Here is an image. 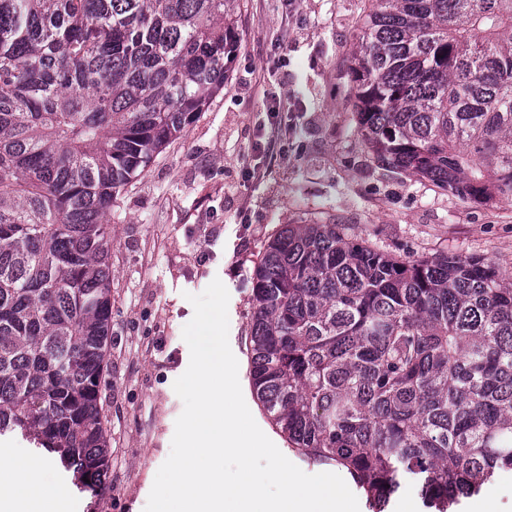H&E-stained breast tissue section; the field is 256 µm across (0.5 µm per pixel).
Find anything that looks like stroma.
I'll return each instance as SVG.
<instances>
[{
  "label": "stroma",
  "instance_id": "obj_1",
  "mask_svg": "<svg viewBox=\"0 0 512 512\" xmlns=\"http://www.w3.org/2000/svg\"><path fill=\"white\" fill-rule=\"evenodd\" d=\"M366 0H236L224 91L124 194L112 227V347L101 382L105 492L43 476L69 512H143L168 458L188 367L187 294L226 286L229 343L248 364L251 273L285 224L345 225L401 257L451 252L512 272V199L477 203L374 161L355 135L347 66ZM260 81L269 95L240 85Z\"/></svg>",
  "mask_w": 512,
  "mask_h": 512
}]
</instances>
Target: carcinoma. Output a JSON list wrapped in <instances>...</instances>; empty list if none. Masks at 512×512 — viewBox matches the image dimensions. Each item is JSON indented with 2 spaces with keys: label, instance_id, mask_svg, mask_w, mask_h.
<instances>
[{
  "label": "carcinoma",
  "instance_id": "carcinoma-1",
  "mask_svg": "<svg viewBox=\"0 0 512 512\" xmlns=\"http://www.w3.org/2000/svg\"><path fill=\"white\" fill-rule=\"evenodd\" d=\"M234 0H0V436L97 495L112 209L224 89ZM356 135L461 199L512 198V0H370ZM253 391L292 447L385 512L512 472V275L285 224L251 275ZM387 512H434L429 508L413 487L403 489L399 494L393 496L386 508Z\"/></svg>",
  "mask_w": 512,
  "mask_h": 512
}]
</instances>
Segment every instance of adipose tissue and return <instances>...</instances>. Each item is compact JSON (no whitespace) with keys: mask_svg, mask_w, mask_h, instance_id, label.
I'll use <instances>...</instances> for the list:
<instances>
[{"mask_svg":"<svg viewBox=\"0 0 512 512\" xmlns=\"http://www.w3.org/2000/svg\"><path fill=\"white\" fill-rule=\"evenodd\" d=\"M45 460L0 459V512H66L63 491H48L42 482Z\"/></svg>","mask_w":512,"mask_h":512,"instance_id":"ef3b65f1","label":"adipose tissue"}]
</instances>
